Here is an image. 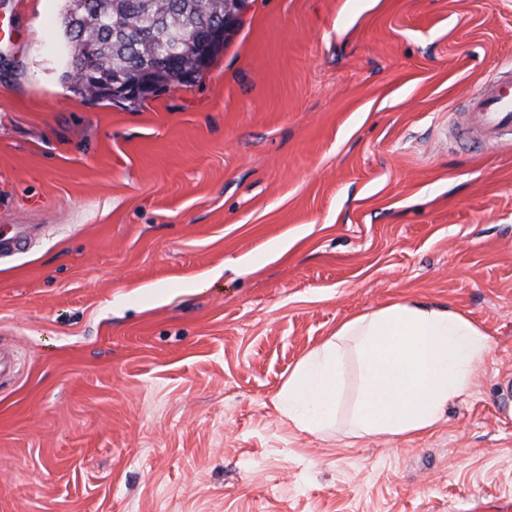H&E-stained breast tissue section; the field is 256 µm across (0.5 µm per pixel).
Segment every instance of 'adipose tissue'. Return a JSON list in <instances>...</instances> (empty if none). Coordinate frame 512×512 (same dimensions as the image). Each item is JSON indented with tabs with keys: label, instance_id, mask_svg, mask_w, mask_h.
I'll return each instance as SVG.
<instances>
[{
	"label": "adipose tissue",
	"instance_id": "adipose-tissue-1",
	"mask_svg": "<svg viewBox=\"0 0 512 512\" xmlns=\"http://www.w3.org/2000/svg\"><path fill=\"white\" fill-rule=\"evenodd\" d=\"M491 348L490 336L459 312L396 302L343 322L304 356L278 392L277 408L312 435L335 427L351 354L359 383L350 430L420 434L443 419L449 399L469 393L472 372Z\"/></svg>",
	"mask_w": 512,
	"mask_h": 512
}]
</instances>
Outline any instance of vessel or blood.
I'll use <instances>...</instances> for the list:
<instances>
[{
  "label": "vessel or blood",
  "instance_id": "1",
  "mask_svg": "<svg viewBox=\"0 0 512 512\" xmlns=\"http://www.w3.org/2000/svg\"><path fill=\"white\" fill-rule=\"evenodd\" d=\"M464 119L455 126L454 138L480 150L503 142L512 135V63L473 88L464 102Z\"/></svg>",
  "mask_w": 512,
  "mask_h": 512
}]
</instances>
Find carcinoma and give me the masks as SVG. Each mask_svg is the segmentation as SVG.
I'll use <instances>...</instances> for the list:
<instances>
[{
  "instance_id": "cac0c4a2",
  "label": "carcinoma",
  "mask_w": 512,
  "mask_h": 512,
  "mask_svg": "<svg viewBox=\"0 0 512 512\" xmlns=\"http://www.w3.org/2000/svg\"><path fill=\"white\" fill-rule=\"evenodd\" d=\"M199 16L224 23V0H63L61 26L93 81L108 89L128 82L167 86L183 82L178 70L136 69L132 59L151 51L188 73L196 66L208 68L224 48V38H211L202 54L200 38L191 34Z\"/></svg>"
}]
</instances>
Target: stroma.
<instances>
[{"label":"stroma","mask_w":512,"mask_h":512,"mask_svg":"<svg viewBox=\"0 0 512 512\" xmlns=\"http://www.w3.org/2000/svg\"><path fill=\"white\" fill-rule=\"evenodd\" d=\"M61 0H0V512H471L512 499V145L448 129L512 59V0H247L144 102L61 78ZM396 301L493 339L412 437L275 407Z\"/></svg>","instance_id":"1"}]
</instances>
